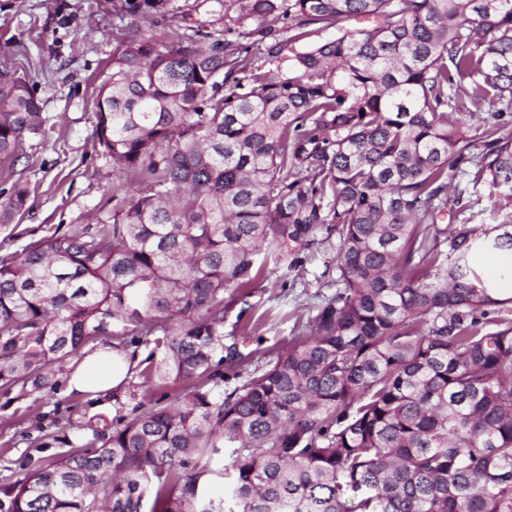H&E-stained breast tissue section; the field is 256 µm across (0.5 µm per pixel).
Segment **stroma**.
<instances>
[{
	"instance_id": "stroma-1",
	"label": "stroma",
	"mask_w": 512,
	"mask_h": 512,
	"mask_svg": "<svg viewBox=\"0 0 512 512\" xmlns=\"http://www.w3.org/2000/svg\"><path fill=\"white\" fill-rule=\"evenodd\" d=\"M119 0H0V70L24 76L42 107L45 136L26 139L19 170L30 189L29 208L17 226H0V255L20 254L28 239L71 232L111 209L118 172L94 138L95 96L109 64L113 11ZM336 239L302 252L300 275L267 265L253 285L250 309L234 305L225 316L249 322L245 351L269 367L289 340L305 329L322 297L336 290Z\"/></svg>"
}]
</instances>
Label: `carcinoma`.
<instances>
[{"label": "carcinoma", "mask_w": 512, "mask_h": 512, "mask_svg": "<svg viewBox=\"0 0 512 512\" xmlns=\"http://www.w3.org/2000/svg\"><path fill=\"white\" fill-rule=\"evenodd\" d=\"M219 5L209 29L124 0L95 138L138 187L0 256V407L50 408L22 440L56 449L17 460L0 512H512V297L476 264L512 265V0ZM44 133L35 93L0 71L1 225L29 198L18 147ZM321 234L336 291L252 367L226 312ZM100 339L147 350L130 409L56 398Z\"/></svg>", "instance_id": "cac0c4a2"}]
</instances>
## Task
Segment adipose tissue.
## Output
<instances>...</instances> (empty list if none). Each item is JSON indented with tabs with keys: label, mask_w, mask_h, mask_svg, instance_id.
Returning <instances> with one entry per match:
<instances>
[{
	"label": "adipose tissue",
	"mask_w": 512,
	"mask_h": 512,
	"mask_svg": "<svg viewBox=\"0 0 512 512\" xmlns=\"http://www.w3.org/2000/svg\"><path fill=\"white\" fill-rule=\"evenodd\" d=\"M131 365L128 352L97 350L84 357L67 381V389L77 393H105L118 387Z\"/></svg>",
	"instance_id": "ef3b65f1"
}]
</instances>
